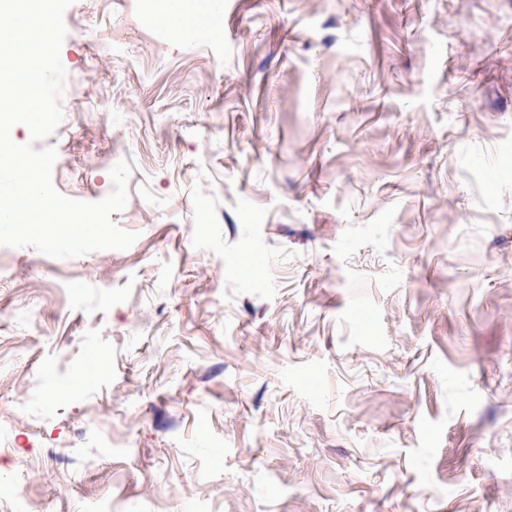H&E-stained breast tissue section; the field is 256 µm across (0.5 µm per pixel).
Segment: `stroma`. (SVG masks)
<instances>
[{"label":"stroma","mask_w":512,"mask_h":512,"mask_svg":"<svg viewBox=\"0 0 512 512\" xmlns=\"http://www.w3.org/2000/svg\"><path fill=\"white\" fill-rule=\"evenodd\" d=\"M202 3L64 14L138 238L0 246V512H512V0Z\"/></svg>","instance_id":"1"}]
</instances>
